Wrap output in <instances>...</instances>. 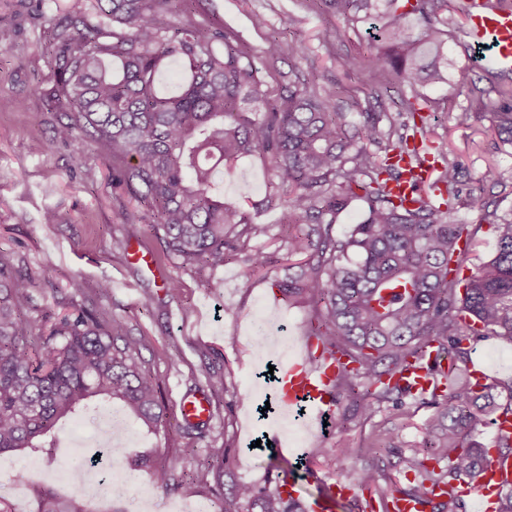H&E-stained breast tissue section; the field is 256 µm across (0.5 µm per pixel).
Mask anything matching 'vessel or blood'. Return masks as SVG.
Instances as JSON below:
<instances>
[{"instance_id":"1","label":"vessel or blood","mask_w":512,"mask_h":512,"mask_svg":"<svg viewBox=\"0 0 512 512\" xmlns=\"http://www.w3.org/2000/svg\"><path fill=\"white\" fill-rule=\"evenodd\" d=\"M465 33L470 46L487 47L488 53L482 60L484 68L512 71V8L492 5L490 0H465ZM337 371V361L326 356L313 369L297 362L283 368L276 381L281 408L303 405L315 412L317 420H326L332 412L330 394ZM511 487L512 460L494 455L473 479L435 486L422 498L396 494L388 500L386 508L388 512H428L432 501L452 494L475 498L479 512H494L499 494ZM353 490L349 482H333L323 498L310 504V512H329L334 498L347 497Z\"/></svg>"}]
</instances>
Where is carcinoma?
Segmentation results:
<instances>
[{"label": "carcinoma", "instance_id": "cac0c4a2", "mask_svg": "<svg viewBox=\"0 0 512 512\" xmlns=\"http://www.w3.org/2000/svg\"><path fill=\"white\" fill-rule=\"evenodd\" d=\"M93 10L41 13L54 79L36 87L51 107L69 113L54 139L82 150L92 141L116 163L112 180L148 207L147 226L161 234L163 253L183 267L218 269L253 238L266 234L213 186L219 167L262 151L272 163L273 190L266 203L297 226L288 255L304 254L299 271L278 284L288 296L320 305L308 336L335 357L334 386L356 395L363 412L385 404L407 414L410 392L397 374L418 362L433 382L424 451L445 466L416 456L404 459L413 485L383 486L363 470L359 485L381 500L399 492L421 497L426 484L467 480L484 466L488 449L478 428L500 409L497 384L477 383L468 368L472 345L486 336L512 343V218L492 222L496 253L482 273L460 277L451 266L459 241L470 246L469 225L456 222L459 164L438 151L442 166L432 185L443 188L445 208L425 200L406 207L391 192L408 155L426 154L429 126L412 98L395 99L396 80L444 85L454 21L449 0H320L347 24H366L379 43L365 67L379 75L367 97L377 111H363L357 95L340 84L296 79L267 85L257 59L221 29L164 21L171 0H95ZM182 70L178 91L158 88L171 62ZM465 122L486 108L483 91L471 90ZM261 103L266 112L248 108ZM366 115L356 125L351 112ZM387 120V127L380 126ZM496 130L512 143V106L492 113ZM364 203V219L343 237L333 234L336 214ZM37 283L0 251V455L47 451L59 422L104 399L151 429L166 424L158 384L139 362L142 341L126 335L122 320L104 321L80 307L44 328L24 310ZM211 394L228 391L224 374L206 376ZM229 456L210 448L191 477L220 483ZM174 464L155 468L157 489L175 486ZM38 512H86L73 497L38 489ZM302 512L280 488L257 490L236 483L217 512Z\"/></svg>", "mask_w": 512, "mask_h": 512}]
</instances>
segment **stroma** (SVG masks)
<instances>
[{
  "instance_id": "obj_1",
  "label": "stroma",
  "mask_w": 512,
  "mask_h": 512,
  "mask_svg": "<svg viewBox=\"0 0 512 512\" xmlns=\"http://www.w3.org/2000/svg\"><path fill=\"white\" fill-rule=\"evenodd\" d=\"M34 2L0 0V251L13 255L40 282L31 291L27 317L85 305L96 308L103 319H122L128 335L142 339L140 361L158 383L168 409L167 425L158 431L129 420L122 443L125 458L116 467L133 476L134 483L121 493L86 500L88 512H182L187 506L198 512L217 506L224 499L222 489L185 479L184 474L196 468L207 449L225 444L237 481L271 489L283 478H293L305 505L321 492L322 480H348L362 470L409 488L413 476L405 472L402 460L422 450L432 407L418 403L411 415L401 416L387 404L364 416L353 397L338 389L334 414L346 417L345 428L324 429L314 421L299 442L283 430L276 413L264 418L257 413L271 388L255 374L274 355L254 346L256 314L264 313L268 333L287 332L291 357L302 363L307 360L306 328L315 316L308 300L288 297L277 287L299 260L288 255V228L280 208L262 205L271 190L269 156L256 152L240 158L216 186L225 202L241 204L255 223L267 225V236L252 240L223 268L179 267L147 228L144 206L113 184L109 152L95 143L79 154L54 141L53 128L61 115L35 92L36 86L51 81L52 71L44 52L47 30ZM165 20L226 28L258 58L269 40H278L282 56L262 71L272 85L287 81L292 73L321 85L338 81L366 91L372 84L363 65L371 51L368 35L348 28L319 0H199L195 14L173 7ZM299 42L306 48L303 60L293 54ZM448 56L453 62L448 84L422 88L419 106L428 119L430 145L461 164L459 218L476 231L463 257L462 273L467 276L477 273L495 251L493 216L512 212V145L502 142L492 124L491 113L502 100L486 80L476 52L452 41ZM475 86L484 89L487 110L468 124H457L455 115L469 107ZM491 168L501 174V183L487 179ZM48 210L57 213V223H43ZM134 246L153 256L156 271L130 260ZM257 251L271 258L259 272L252 269ZM45 274L50 277L46 283L41 280ZM76 278L85 282V293L72 290ZM104 281L111 286L109 294H95ZM213 281L218 289H210ZM174 285L179 288L175 294L170 291ZM470 356L493 367L500 383L498 401L506 403L512 343L488 336L475 344ZM210 368L224 371L229 390L213 405L207 423H186L179 403L187 395L208 394L204 374ZM94 417L91 411L80 416L86 443L70 444L65 428L48 452L13 454L9 465L0 466V495L11 501L14 512H37L36 486L66 496L75 493L67 479L69 459L106 449L105 440L93 437ZM171 448L181 451L177 487L164 493L156 489L152 469L134 467L133 462L146 455L164 460ZM305 456L309 464L299 466Z\"/></svg>"
}]
</instances>
